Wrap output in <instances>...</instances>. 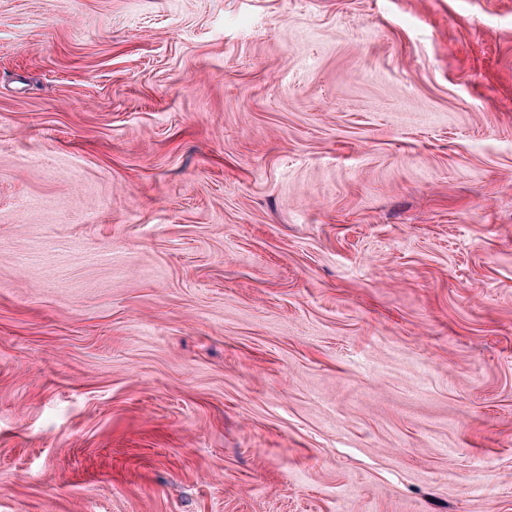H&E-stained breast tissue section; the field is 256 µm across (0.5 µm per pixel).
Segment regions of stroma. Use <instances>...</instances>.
Instances as JSON below:
<instances>
[{"label": "stroma", "instance_id": "35a3bbf8", "mask_svg": "<svg viewBox=\"0 0 512 512\" xmlns=\"http://www.w3.org/2000/svg\"><path fill=\"white\" fill-rule=\"evenodd\" d=\"M0 512H512V0H0Z\"/></svg>", "mask_w": 512, "mask_h": 512}]
</instances>
